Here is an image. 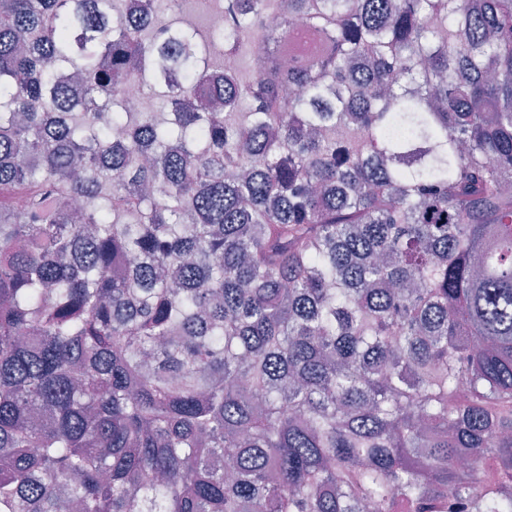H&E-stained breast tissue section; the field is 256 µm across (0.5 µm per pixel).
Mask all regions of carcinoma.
<instances>
[{
    "label": "carcinoma",
    "mask_w": 512,
    "mask_h": 512,
    "mask_svg": "<svg viewBox=\"0 0 512 512\" xmlns=\"http://www.w3.org/2000/svg\"><path fill=\"white\" fill-rule=\"evenodd\" d=\"M128 8L0 0V512H512V0ZM178 17L181 20L186 21L191 27L205 33L208 18L205 15L204 6L198 4L195 0H187L186 2H183Z\"/></svg>",
    "instance_id": "obj_1"
}]
</instances>
